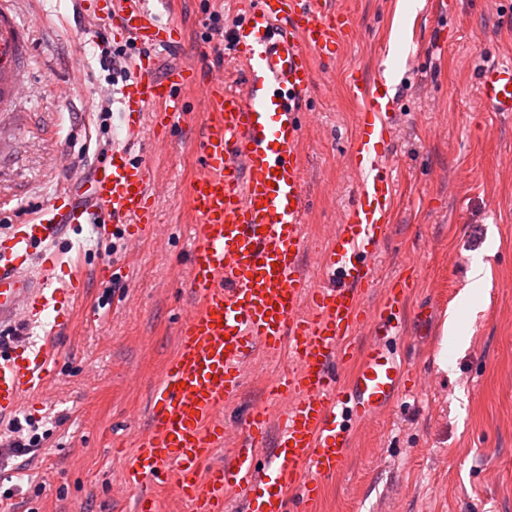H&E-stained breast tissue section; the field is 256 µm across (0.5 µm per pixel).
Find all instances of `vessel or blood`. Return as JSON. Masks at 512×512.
<instances>
[{
	"instance_id": "b4317fda",
	"label": "vessel or blood",
	"mask_w": 512,
	"mask_h": 512,
	"mask_svg": "<svg viewBox=\"0 0 512 512\" xmlns=\"http://www.w3.org/2000/svg\"><path fill=\"white\" fill-rule=\"evenodd\" d=\"M172 0H111L103 19L118 42L148 46L120 91L124 142L113 147L86 184L56 195L32 222L0 241V418L18 411L53 372L51 342L31 345L23 331L80 293L79 277L60 281L49 265L34 267L35 244L50 243L70 227L97 225L108 237L125 225L129 239L154 228L150 174L129 146L146 126L168 129L186 108L182 90L196 70L185 61L158 75L156 49L181 42L164 19ZM356 29L326 0H257L234 33L245 89L228 92L220 73L202 85L207 119L197 145L201 170L190 185L188 286L193 303L178 321V346L153 385L150 429L135 450L126 484L136 512H161L159 491H171L191 512H224L235 491L250 512H317L324 478L349 458L354 423L379 414L402 392L404 369L384 341L395 335L413 286L406 276L389 284L368 309L363 291L390 224L394 183L385 163L398 123L384 77L352 80L364 105L353 143L359 194L320 255L324 279L312 285L301 272L310 200L300 145L312 86L314 55L335 54ZM31 32L0 0V108L16 102L25 82L21 64ZM477 92L492 112H512V58L488 57ZM370 339L357 345L361 329ZM288 351L289 369L276 376L270 403L237 421L238 443L226 464L201 474L224 444L218 414L242 388L240 367L256 350ZM356 370L341 382L350 358ZM279 413L269 439L271 411ZM272 443L269 460L258 450Z\"/></svg>"
}]
</instances>
